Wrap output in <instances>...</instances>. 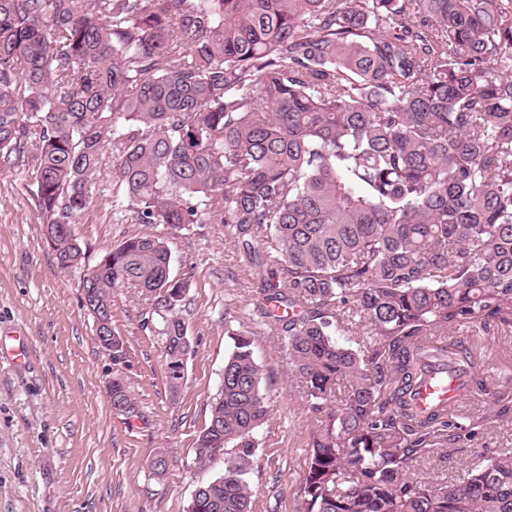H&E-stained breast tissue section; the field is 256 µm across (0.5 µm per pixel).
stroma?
Segmentation results:
<instances>
[{
	"label": "stroma",
	"mask_w": 512,
	"mask_h": 512,
	"mask_svg": "<svg viewBox=\"0 0 512 512\" xmlns=\"http://www.w3.org/2000/svg\"><path fill=\"white\" fill-rule=\"evenodd\" d=\"M29 176L20 163L0 161V512H185L195 488L217 477L222 464L202 469L195 445L209 421L232 341L225 320L254 339L270 412L260 428L251 487L254 512H296L307 472L308 436L316 423L288 372L281 336L254 305L259 268L219 223L175 232L161 224H116L110 197L77 218L74 237L89 258L121 240L149 234L166 242L171 275L187 280L180 316L191 351L179 391L166 377L158 321H145L147 305L128 283L112 290V327L127 358L116 366L97 343L82 306L81 273L63 270L49 246ZM457 341L490 361L485 390H473L457 413L459 427L441 449H427L415 473L420 480L453 479L477 456L512 448V384L498 368L512 363V328L488 321ZM28 349L12 360L13 345ZM122 373L139 413H113L106 382ZM165 456L167 469L151 464Z\"/></svg>",
	"instance_id": "obj_1"
}]
</instances>
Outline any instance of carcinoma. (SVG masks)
<instances>
[{
	"instance_id": "cac0c4a2",
	"label": "carcinoma",
	"mask_w": 512,
	"mask_h": 512,
	"mask_svg": "<svg viewBox=\"0 0 512 512\" xmlns=\"http://www.w3.org/2000/svg\"><path fill=\"white\" fill-rule=\"evenodd\" d=\"M0 158L28 168L59 262L86 263L71 224L107 195L122 224L207 218L256 259L321 414L297 512H512V448L458 481L412 476L457 424L409 403L432 341L448 378L483 388L448 338L512 325V0H0ZM94 267L86 298L135 285L182 365L187 282L165 241L129 237ZM225 335L195 446L224 470L186 512H253L268 399L251 336Z\"/></svg>"
}]
</instances>
